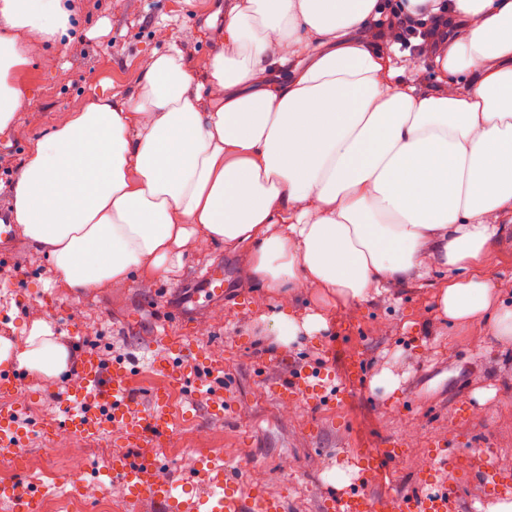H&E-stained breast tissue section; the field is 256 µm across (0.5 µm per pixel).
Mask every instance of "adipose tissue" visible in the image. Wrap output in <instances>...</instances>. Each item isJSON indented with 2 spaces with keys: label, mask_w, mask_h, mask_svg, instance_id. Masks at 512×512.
<instances>
[{
  "label": "adipose tissue",
  "mask_w": 512,
  "mask_h": 512,
  "mask_svg": "<svg viewBox=\"0 0 512 512\" xmlns=\"http://www.w3.org/2000/svg\"><path fill=\"white\" fill-rule=\"evenodd\" d=\"M378 0H233L197 82L177 47L153 53L123 100L65 114L28 152L13 218L56 284L148 287L210 243L242 250L243 278L278 296L283 348L327 330L289 301L317 288L347 306L431 266L454 323L512 307L476 267L512 215V0H448L459 22L415 86L377 46ZM70 0H0V132L16 128L27 46L61 42ZM55 383L70 354L44 320L0 336V367Z\"/></svg>",
  "instance_id": "1"
}]
</instances>
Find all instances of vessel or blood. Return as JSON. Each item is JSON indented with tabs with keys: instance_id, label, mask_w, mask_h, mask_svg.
<instances>
[{
	"instance_id": "vessel-or-blood-1",
	"label": "vessel or blood",
	"mask_w": 512,
	"mask_h": 512,
	"mask_svg": "<svg viewBox=\"0 0 512 512\" xmlns=\"http://www.w3.org/2000/svg\"><path fill=\"white\" fill-rule=\"evenodd\" d=\"M203 362V355L194 350L186 352L182 366L161 361L157 368L181 384L187 370ZM78 372L82 384L66 392L73 409L64 424L70 433L88 441L96 440L106 427L120 432L129 450L106 459L105 469L118 476L133 496L152 500L164 512H285V497L270 496L258 486L250 488L248 495H241L231 469L212 461L202 468L212 487L210 494L195 500L182 497L170 479L161 478V464L149 453L173 424L168 393L153 392L146 408H135L129 397L130 371L122 366L103 367L88 350L83 353ZM24 438L16 409L1 406L0 457L19 458ZM41 497L39 490L22 479L0 489V500L9 504L10 512H37ZM336 512H379V506L361 488L339 497ZM396 512H447V497L421 489L401 497Z\"/></svg>"
}]
</instances>
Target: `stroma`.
I'll return each instance as SVG.
<instances>
[{"instance_id": "obj_1", "label": "stroma", "mask_w": 512, "mask_h": 512, "mask_svg": "<svg viewBox=\"0 0 512 512\" xmlns=\"http://www.w3.org/2000/svg\"><path fill=\"white\" fill-rule=\"evenodd\" d=\"M216 0H74V17L64 45L31 39L32 60L22 75L25 104L17 121L40 136L68 111L100 95L122 99L135 86L153 51L177 45L198 81L204 64L223 40V22L207 27ZM55 58L47 69L45 58ZM27 142L0 132V205L12 204V188ZM245 252L223 244L184 256L174 275H158L145 289L127 282L70 293L56 287L57 273L43 250L25 236L0 252V336H18L34 319L79 348L94 345L97 356L131 372L138 401L167 390L175 409L173 433L155 454L167 477L185 483L190 496L207 495L199 466L213 457L237 469L241 489L261 485L288 500L287 512H335L336 488L324 470L353 465V454L399 438L403 460L383 457L365 479L382 512H392L403 494L429 476L433 490L451 489L448 512H485L493 503L477 468L479 451L495 467L512 473V341L494 337L488 324L449 323L436 309L434 291L443 272L431 267L390 292L357 307L323 304L315 290L295 294V312H323L329 328L313 339L277 350L264 318L277 304L239 271ZM481 271L512 304V229L496 241ZM223 281V297L207 290L209 278ZM171 336L174 345L154 344ZM195 343L205 357L223 364L206 385L187 380L168 385L154 361L179 362L175 345ZM391 369L402 380L392 399L370 389L372 377ZM19 395L0 398L18 411L26 434L22 457L48 459L54 476L21 471V478L46 489L50 512H70L66 477L80 476L97 500L115 512H157L147 499L133 500L120 479L100 475L106 452L125 445L103 431L98 443L73 438L67 448L50 444L49 428L64 420L68 404L63 378L47 384L36 372L19 369ZM300 382L284 393L290 381ZM447 453L446 468L437 465Z\"/></svg>"}]
</instances>
